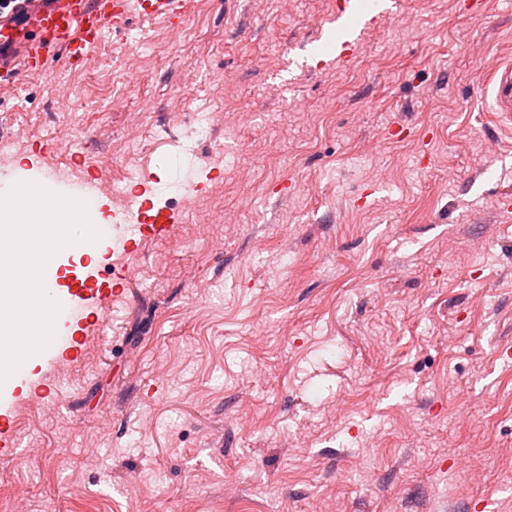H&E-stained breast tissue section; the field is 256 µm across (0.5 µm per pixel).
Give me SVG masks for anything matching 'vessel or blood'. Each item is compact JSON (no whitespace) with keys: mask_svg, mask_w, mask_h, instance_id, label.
<instances>
[{"mask_svg":"<svg viewBox=\"0 0 512 512\" xmlns=\"http://www.w3.org/2000/svg\"><path fill=\"white\" fill-rule=\"evenodd\" d=\"M26 21L18 25L0 21V43L9 41L22 45L21 68L0 60V86L13 84L20 71L37 72L52 56L58 55L71 63L85 59L101 41L106 30L124 29L131 16L147 19H186L194 0H18ZM485 90L491 111L512 120V59L493 63L487 73ZM38 182L59 193L88 198L94 186L88 181H75L62 169L52 168L37 174ZM176 229L174 220L141 216L139 223L118 224L117 236L136 235L167 237ZM109 297L97 294L72 295L68 312L79 318L91 308L104 309Z\"/></svg>","mask_w":512,"mask_h":512,"instance_id":"1","label":"vessel or blood"}]
</instances>
